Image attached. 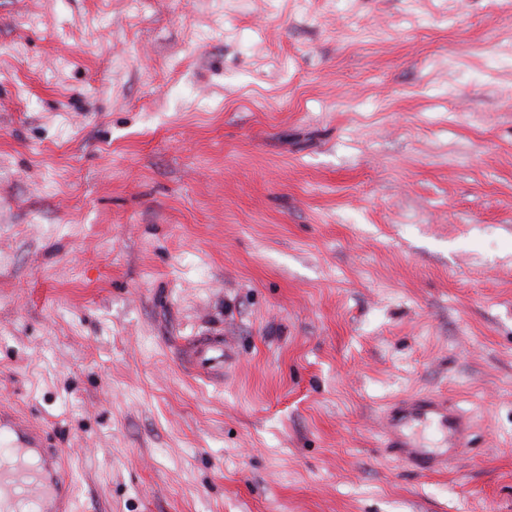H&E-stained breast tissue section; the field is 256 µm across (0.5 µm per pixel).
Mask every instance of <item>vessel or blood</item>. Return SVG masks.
<instances>
[{
	"mask_svg": "<svg viewBox=\"0 0 512 512\" xmlns=\"http://www.w3.org/2000/svg\"><path fill=\"white\" fill-rule=\"evenodd\" d=\"M415 422L436 425L449 447L467 442L469 418L454 410L447 401L435 397H410L395 408L385 431L387 447L393 448L401 462L409 468L433 471L447 467V453L421 448L406 429ZM9 432L10 439L0 448V512H72L68 477L57 465L58 450L44 430L13 418L0 409V433Z\"/></svg>",
	"mask_w": 512,
	"mask_h": 512,
	"instance_id": "vessel-or-blood-1",
	"label": "vessel or blood"
}]
</instances>
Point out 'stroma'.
I'll return each instance as SVG.
<instances>
[{"label": "stroma", "instance_id": "stroma-1", "mask_svg": "<svg viewBox=\"0 0 512 512\" xmlns=\"http://www.w3.org/2000/svg\"><path fill=\"white\" fill-rule=\"evenodd\" d=\"M0 405L74 512H512V0H0ZM414 422L436 424L444 433L449 448L469 442V418L449 406L448 401L435 397L407 398L390 414L385 441L387 448H393L408 468L433 471L448 465V448L442 453L430 452L405 432V428Z\"/></svg>", "mask_w": 512, "mask_h": 512}]
</instances>
